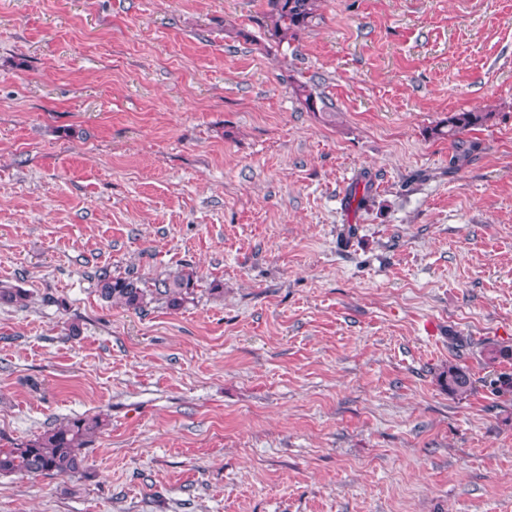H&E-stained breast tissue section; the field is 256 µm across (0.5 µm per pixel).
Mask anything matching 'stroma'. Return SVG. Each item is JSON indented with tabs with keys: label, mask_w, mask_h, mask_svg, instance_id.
<instances>
[{
	"label": "stroma",
	"mask_w": 512,
	"mask_h": 512,
	"mask_svg": "<svg viewBox=\"0 0 512 512\" xmlns=\"http://www.w3.org/2000/svg\"><path fill=\"white\" fill-rule=\"evenodd\" d=\"M266 11L0 0V445L105 419L0 512H512V0ZM185 267L177 310L94 279ZM269 6L265 34L277 47L296 39L312 26L317 17L318 0H267ZM494 117L493 112H454L448 115V118L442 125L433 128L432 134L448 137L453 143H461L460 135L467 130L484 126ZM438 381L449 393L456 395L466 394L472 387L469 372L457 364H448V367L438 375Z\"/></svg>",
	"instance_id": "1"
}]
</instances>
